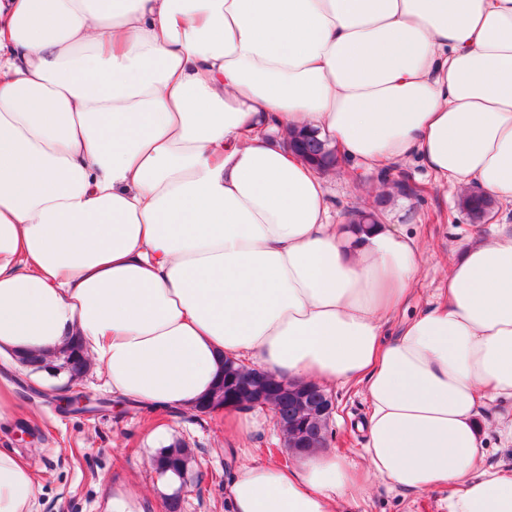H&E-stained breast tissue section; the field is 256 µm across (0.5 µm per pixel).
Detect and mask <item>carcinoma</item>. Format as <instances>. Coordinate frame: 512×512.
Listing matches in <instances>:
<instances>
[{
  "label": "carcinoma",
  "instance_id": "carcinoma-1",
  "mask_svg": "<svg viewBox=\"0 0 512 512\" xmlns=\"http://www.w3.org/2000/svg\"><path fill=\"white\" fill-rule=\"evenodd\" d=\"M284 143L288 149L309 165H317L321 172L327 173L338 167V163L328 151V145L320 132L313 128H291L283 133ZM386 199L376 201L371 209L357 210L352 214L350 223L359 228H370L376 224V218L382 214ZM494 198L482 192L471 191L458 199L459 208L475 224L483 223L485 217L494 208ZM76 348L66 346L54 355L57 366L65 368L70 374L68 381L78 384L89 367L74 364ZM224 377L217 382L208 397L211 406L224 405L226 389L237 387L243 390L238 400L239 408L248 409L257 405L270 407L276 412V424L281 432L288 450L308 448L312 451L327 446L328 418L320 415L327 395L314 384L284 382L270 375L265 377L263 397L254 402L245 387L255 378L253 369H246L233 362H226ZM154 470L161 477L174 476L180 484H185L187 476L196 463L193 451L182 441H176L159 448L151 457Z\"/></svg>",
  "mask_w": 512,
  "mask_h": 512
}]
</instances>
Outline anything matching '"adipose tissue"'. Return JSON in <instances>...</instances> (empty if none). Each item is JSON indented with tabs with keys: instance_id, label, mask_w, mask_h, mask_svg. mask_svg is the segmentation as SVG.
<instances>
[{
	"instance_id": "1",
	"label": "adipose tissue",
	"mask_w": 512,
	"mask_h": 512,
	"mask_svg": "<svg viewBox=\"0 0 512 512\" xmlns=\"http://www.w3.org/2000/svg\"><path fill=\"white\" fill-rule=\"evenodd\" d=\"M295 127L512 202V0H0V360L75 338L152 409L195 408L228 359L360 385V465H241L228 512H342L377 482L512 512L477 421L512 398V232L468 242L386 340L421 245L334 223L271 137ZM37 486L0 449V512Z\"/></svg>"
}]
</instances>
